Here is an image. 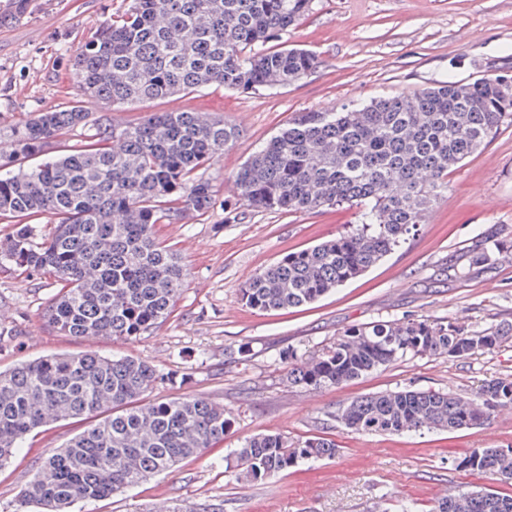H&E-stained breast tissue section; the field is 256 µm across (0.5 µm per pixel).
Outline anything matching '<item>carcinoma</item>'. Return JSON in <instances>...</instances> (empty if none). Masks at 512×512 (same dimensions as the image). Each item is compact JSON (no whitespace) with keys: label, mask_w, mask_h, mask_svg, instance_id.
<instances>
[{"label":"carcinoma","mask_w":512,"mask_h":512,"mask_svg":"<svg viewBox=\"0 0 512 512\" xmlns=\"http://www.w3.org/2000/svg\"><path fill=\"white\" fill-rule=\"evenodd\" d=\"M311 0H130L99 21L71 67L82 95L109 108L217 84L239 92L288 85L312 72L315 55L268 43L310 9ZM512 126V75L476 83L440 81L411 96L352 103L341 112H304L258 148L234 184L258 212L308 213L340 205L360 222L254 273L240 301L288 310L319 301L361 276L420 230L430 203L448 190V171ZM81 127L85 139L49 149ZM238 135L202 112H151L138 122H99L83 106L47 107L20 123L0 149V261L46 272L61 288L47 321L75 338L136 339L171 314L183 286L177 254L154 226L182 212L207 215L216 164ZM41 157L31 168L21 160ZM54 217L41 230L39 220ZM512 330L469 332L453 322L402 319L352 326L313 354L288 352V379L339 387L407 355L461 358L491 350ZM177 370L95 352L50 355L0 371V466L35 430L87 416L95 423L51 451L20 491L15 512H68L203 455L224 440V406L199 397L153 402L154 386L185 385ZM512 407V378L489 381L475 399L453 392L399 390L359 397L339 414L356 433L458 431ZM324 437L243 439L233 467L262 482L303 462L336 455ZM474 474L512 477V448H473L454 460ZM432 512H512V494L471 486Z\"/></svg>","instance_id":"obj_1"}]
</instances>
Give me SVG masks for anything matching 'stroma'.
<instances>
[{
  "mask_svg": "<svg viewBox=\"0 0 512 512\" xmlns=\"http://www.w3.org/2000/svg\"><path fill=\"white\" fill-rule=\"evenodd\" d=\"M12 2L0 0V145L33 112L80 99L71 61L96 23L129 0H29L19 17L9 14ZM276 45L309 50L319 64L272 89L240 93L212 85L123 111L92 107L115 124L150 112H207L239 131L204 172L215 189L209 214L186 211L155 227L186 269L183 292L159 327L132 340L60 335L46 318L59 290L54 277L0 262V370L56 353L130 356L186 373L179 392L223 405L232 420L223 442L203 455L71 512H400L406 501L431 512L437 500L466 486L512 488L452 464L473 448L512 446V408L455 432L358 434L338 419L351 400L389 390L474 397L489 380L512 375V337L461 358L406 356L318 390L290 384L284 358L291 349H319L362 323L430 317L479 332L512 325V126L452 168L447 193L432 202L414 238L319 302L288 311L249 309L239 290L260 269L358 223V210L257 212L233 183L257 148L299 113L337 112L352 100L411 94L439 80L472 83L512 72V0H312ZM482 250L488 261L473 263ZM243 345L250 348L245 360L238 354ZM179 392L159 385L150 398ZM87 425L73 418L33 433L0 467V512H12L42 459ZM260 433L291 440L323 435L339 452L246 485L226 458Z\"/></svg>",
  "mask_w": 512,
  "mask_h": 512,
  "instance_id": "stroma-1",
  "label": "stroma"
}]
</instances>
